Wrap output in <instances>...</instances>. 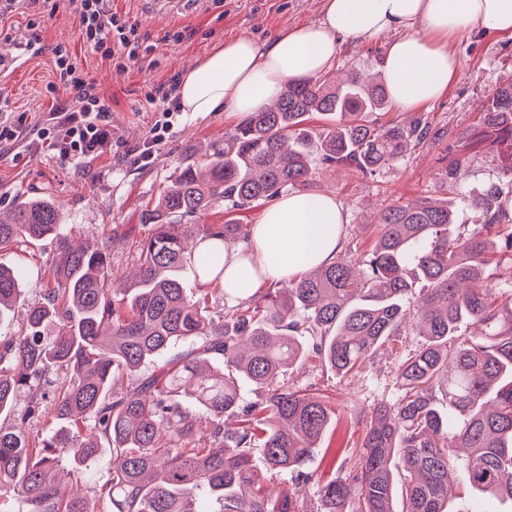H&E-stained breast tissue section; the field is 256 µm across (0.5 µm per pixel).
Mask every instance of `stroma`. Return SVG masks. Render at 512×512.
<instances>
[{"instance_id": "obj_1", "label": "stroma", "mask_w": 512, "mask_h": 512, "mask_svg": "<svg viewBox=\"0 0 512 512\" xmlns=\"http://www.w3.org/2000/svg\"><path fill=\"white\" fill-rule=\"evenodd\" d=\"M114 11L134 24L143 40L137 61L117 72L109 62L81 47L78 20L64 0H38L31 9L19 8L0 21V52L15 48L6 29L40 27L45 52L28 58L24 70L0 76V114L27 113L32 123L43 125L50 104L59 99L74 103L73 94L60 88L51 46L64 44L75 51L96 92L110 110L105 115L112 128V149L98 157L65 163L52 152L17 143L0 150V213L11 211L25 199L48 197L61 205L60 222L76 236L114 238L112 274L129 275L137 264L136 245L144 233L141 213L169 185L176 167L193 154L223 140L224 131L238 119L225 112L200 114L175 122L154 157L145 166L133 165L128 150L149 137L158 118L146 96L160 83L183 71L214 44L241 33L257 41L268 40L282 25L307 24L321 19L323 0H198L181 10L167 0H112ZM391 35L342 43L335 67L347 70L357 64L366 71L379 70ZM458 74L442 98L421 106L432 129L442 140L414 150L383 174L365 179L348 169L321 171L314 186L333 193L346 209L349 232L345 243L353 254L367 251L373 241L377 212L392 203L432 197L446 198L440 175L445 156L457 134L473 127L477 108L496 85L512 80V38L482 30L454 44ZM55 244L51 240L16 242L0 248V265L21 269L24 294L0 321V333H19L28 303L37 300L52 279ZM413 332L385 343L359 372L340 378L327 372L316 359L288 371L289 387L327 397L333 418L318 442L309 470L319 480L347 473L344 459L354 457L363 428L356 415L373 409L397 392L395 363L399 354L415 348Z\"/></svg>"}]
</instances>
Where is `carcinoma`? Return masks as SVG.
Returning <instances> with one entry per match:
<instances>
[{
	"instance_id": "cac0c4a2",
	"label": "carcinoma",
	"mask_w": 512,
	"mask_h": 512,
	"mask_svg": "<svg viewBox=\"0 0 512 512\" xmlns=\"http://www.w3.org/2000/svg\"><path fill=\"white\" fill-rule=\"evenodd\" d=\"M390 107L382 75L355 66L340 80H285L271 105L181 164L143 210L137 279L122 288H110L109 246L72 247L54 200H23L0 221V246L56 242L53 286L28 305L22 335L0 336V498H20L28 512H195L206 491L219 512H448L454 472L472 492L512 501V286L486 275L512 266V196L494 182L467 185L480 153L512 182V82L457 136L460 154L442 173L450 198L382 208L363 255L346 250L220 311L209 298L224 289L190 293L181 282L187 265L220 279V246L247 232L232 214L308 189L319 168L374 178L424 144L427 117L381 122ZM315 115L327 120L320 132ZM219 202L227 220L200 223ZM461 210L479 215L468 233ZM197 239L216 245L197 254ZM416 282L423 293L412 301ZM22 292L20 272L1 266L0 315ZM406 326L421 342L398 360L397 394L359 416L347 476L313 480L305 466L332 411L290 390L287 371L311 355L352 374ZM245 385L257 401H243ZM231 415L239 426L228 434ZM204 419L209 447L198 448ZM30 421L42 431L31 434ZM255 448L288 487L269 492ZM65 463L84 477L105 473L106 494L71 493L53 475Z\"/></svg>"
}]
</instances>
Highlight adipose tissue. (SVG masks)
Masks as SVG:
<instances>
[{
  "label": "adipose tissue",
  "instance_id": "adipose-tissue-1",
  "mask_svg": "<svg viewBox=\"0 0 512 512\" xmlns=\"http://www.w3.org/2000/svg\"><path fill=\"white\" fill-rule=\"evenodd\" d=\"M512 37V0H323L320 21L280 28L266 42L225 38L187 68L176 92L183 119L205 112L261 110L288 78L326 73L345 38L392 34L383 76L393 102L413 109L438 100L457 76L450 44L475 28ZM347 224L336 197L282 196L244 238L224 244L221 286L227 304L263 285L335 261Z\"/></svg>",
  "mask_w": 512,
  "mask_h": 512
}]
</instances>
